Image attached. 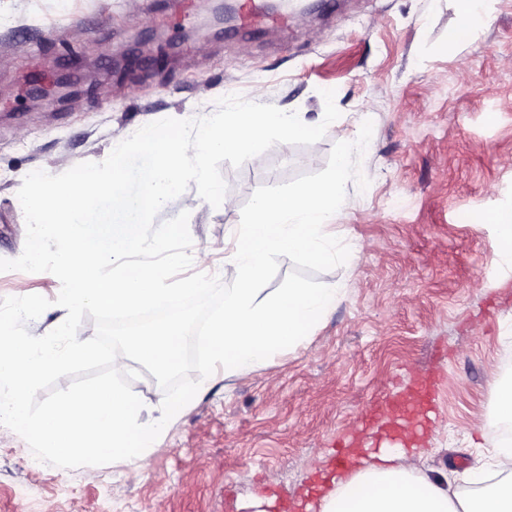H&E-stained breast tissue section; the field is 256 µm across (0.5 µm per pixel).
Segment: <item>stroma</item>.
Returning a JSON list of instances; mask_svg holds the SVG:
<instances>
[{
    "mask_svg": "<svg viewBox=\"0 0 512 512\" xmlns=\"http://www.w3.org/2000/svg\"><path fill=\"white\" fill-rule=\"evenodd\" d=\"M304 9L241 7L246 26L205 40L184 29L208 0L177 9L159 0H0V258H18L26 225L24 174L56 175L104 161L139 128L212 115L230 94L339 118L314 144H277L240 167L222 163L231 209L166 203L165 222L188 212L191 269L224 273V241L264 185L325 169L338 130L372 121L361 160L366 190L349 182L343 216L329 227L362 252L315 279L338 289L335 307L297 348L241 377L215 371L178 424L131 477L124 463L54 467L26 441L0 432V512H321L346 445L360 465L379 449H425V475L465 488L475 462L463 428L485 420L486 441L512 437L492 413L489 386L512 382V268L502 260L493 213L512 208V0H487L475 39L449 44L455 0H303ZM173 45L163 69L116 74L114 57ZM94 61L85 67L83 58ZM70 72L82 94L30 100L33 70ZM60 282L51 273L0 272V298L39 294L51 305L27 323L57 327ZM433 382L413 437L367 434L360 417L382 394Z\"/></svg>",
    "mask_w": 512,
    "mask_h": 512,
    "instance_id": "1",
    "label": "stroma"
}]
</instances>
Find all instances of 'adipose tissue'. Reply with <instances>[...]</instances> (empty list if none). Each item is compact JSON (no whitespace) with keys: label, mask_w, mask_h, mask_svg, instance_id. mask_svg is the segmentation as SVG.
Instances as JSON below:
<instances>
[{"label":"adipose tissue","mask_w":512,"mask_h":512,"mask_svg":"<svg viewBox=\"0 0 512 512\" xmlns=\"http://www.w3.org/2000/svg\"><path fill=\"white\" fill-rule=\"evenodd\" d=\"M379 462L338 483L322 512H512V441L478 454L466 479L471 494L452 492L422 475V455L384 450Z\"/></svg>","instance_id":"obj_1"}]
</instances>
